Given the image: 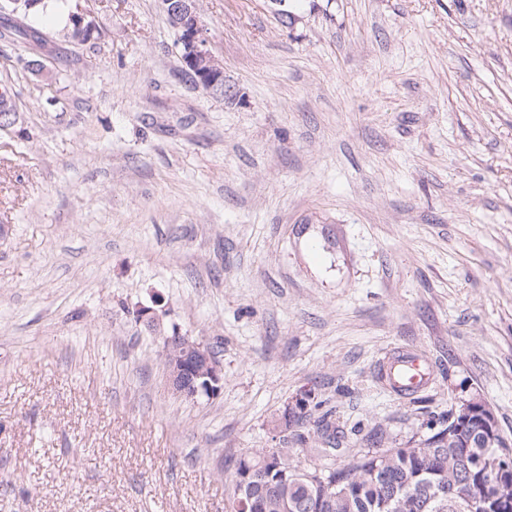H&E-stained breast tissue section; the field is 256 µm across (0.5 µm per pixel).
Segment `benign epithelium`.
Returning <instances> with one entry per match:
<instances>
[{
	"label": "benign epithelium",
	"instance_id": "7a95c632",
	"mask_svg": "<svg viewBox=\"0 0 512 512\" xmlns=\"http://www.w3.org/2000/svg\"><path fill=\"white\" fill-rule=\"evenodd\" d=\"M169 25L179 33L185 65L196 83L217 96H224V65L208 48L207 31L199 16L198 0H160ZM75 29L94 34L95 20L82 11L71 14ZM172 392L191 399L221 388L223 373L213 351L185 336L169 337L161 354Z\"/></svg>",
	"mask_w": 512,
	"mask_h": 512
}]
</instances>
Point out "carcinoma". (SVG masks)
Here are the masks:
<instances>
[{
    "label": "carcinoma",
    "instance_id": "1",
    "mask_svg": "<svg viewBox=\"0 0 512 512\" xmlns=\"http://www.w3.org/2000/svg\"><path fill=\"white\" fill-rule=\"evenodd\" d=\"M38 11L15 15L14 41L44 40L31 24ZM484 413L480 403L463 404L418 445L358 451L326 474L290 461L286 485L264 449L239 457L236 472L251 471L256 512H295L300 503L304 512H497L498 499L512 497V478L485 471L483 462L497 452L512 464V449L497 430H485Z\"/></svg>",
    "mask_w": 512,
    "mask_h": 512
}]
</instances>
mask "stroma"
Masks as SVG:
<instances>
[{
    "label": "stroma",
    "instance_id": "1",
    "mask_svg": "<svg viewBox=\"0 0 512 512\" xmlns=\"http://www.w3.org/2000/svg\"><path fill=\"white\" fill-rule=\"evenodd\" d=\"M79 5L97 39L0 38V512H230L243 454L330 471L468 402L512 445V0H199L222 98L159 0ZM175 333L217 394L168 391ZM431 377L430 363L413 348L399 349L381 368V378L387 388L404 398L422 391Z\"/></svg>",
    "mask_w": 512,
    "mask_h": 512
}]
</instances>
